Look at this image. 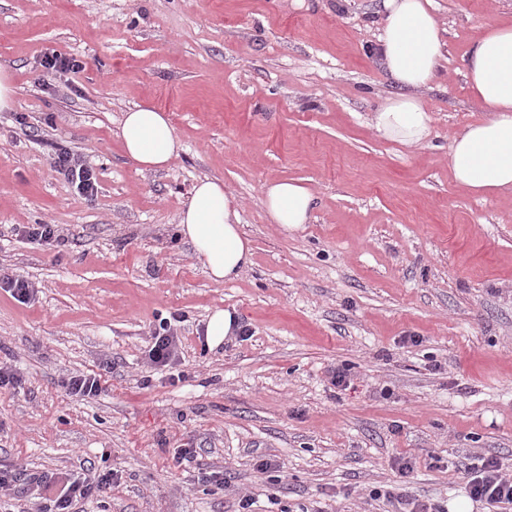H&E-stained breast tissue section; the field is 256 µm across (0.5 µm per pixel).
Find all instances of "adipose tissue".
<instances>
[{
	"instance_id": "1",
	"label": "adipose tissue",
	"mask_w": 512,
	"mask_h": 512,
	"mask_svg": "<svg viewBox=\"0 0 512 512\" xmlns=\"http://www.w3.org/2000/svg\"><path fill=\"white\" fill-rule=\"evenodd\" d=\"M481 30L463 67L486 116L454 135L448 157L459 186L488 196L512 191V24L489 20ZM376 54L400 92L380 103L372 128L401 145H423L431 117L417 92L433 82L443 60L433 0H383ZM120 135L125 155L143 171L167 169L182 148L168 112L150 102L124 113ZM262 197L272 223L283 231L302 229L312 218L316 197L298 181L266 182ZM177 232L212 281H233L253 262L252 242L220 181L205 178L194 185Z\"/></svg>"
}]
</instances>
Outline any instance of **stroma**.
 I'll return each mask as SVG.
<instances>
[{
    "label": "stroma",
    "instance_id": "35a3bbf8",
    "mask_svg": "<svg viewBox=\"0 0 512 512\" xmlns=\"http://www.w3.org/2000/svg\"><path fill=\"white\" fill-rule=\"evenodd\" d=\"M382 0H0V466L66 481L119 478L74 512H512L472 500L465 468L497 458L512 478V194L457 187L452 135L483 112L462 57L512 0H434L446 59L422 91L431 135L379 138L370 117L399 88L366 52ZM80 63L44 75L47 55ZM150 101L182 149L139 171L118 119ZM86 156L98 193L54 171L50 146ZM239 206L254 263L215 283L176 235L198 178ZM317 197L283 233L261 204L269 180ZM55 224L51 248L15 235ZM235 307L246 337L215 351L199 330ZM181 318L173 369L149 362L160 321ZM347 369V383L332 374ZM103 373L106 395L64 379ZM193 462L177 463V449ZM272 470L257 469L260 460ZM409 460L408 477L398 472ZM221 472L228 487L200 481ZM380 498H372V491ZM0 288L10 292L12 297L22 303L29 302L33 294L31 283L20 275L1 277Z\"/></svg>",
    "mask_w": 512,
    "mask_h": 512
}]
</instances>
